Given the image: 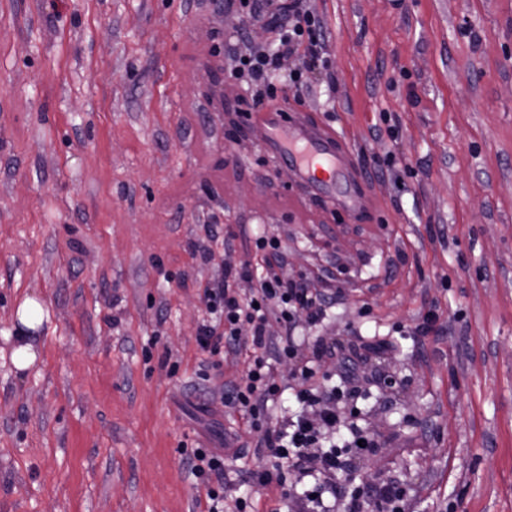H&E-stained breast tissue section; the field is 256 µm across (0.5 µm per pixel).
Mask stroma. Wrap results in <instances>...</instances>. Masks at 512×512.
Returning <instances> with one entry per match:
<instances>
[{
  "label": "stroma",
  "instance_id": "stroma-1",
  "mask_svg": "<svg viewBox=\"0 0 512 512\" xmlns=\"http://www.w3.org/2000/svg\"><path fill=\"white\" fill-rule=\"evenodd\" d=\"M326 62L299 100L232 75L274 39L226 0H0V512H204L185 452L221 442L224 510L277 498L258 436L225 407L248 350L196 336L225 265L334 289L305 342H391L366 364L355 470L406 512H512V0H311ZM224 45V102L209 95ZM331 130L373 202L296 180L252 96ZM41 298L39 360L15 369L16 305ZM431 330L420 332L426 314Z\"/></svg>",
  "mask_w": 512,
  "mask_h": 512
}]
</instances>
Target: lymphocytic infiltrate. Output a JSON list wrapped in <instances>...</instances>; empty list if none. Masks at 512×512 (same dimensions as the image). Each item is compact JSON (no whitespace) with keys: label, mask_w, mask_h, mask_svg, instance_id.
I'll return each mask as SVG.
<instances>
[{"label":"lymphocytic infiltrate","mask_w":512,"mask_h":512,"mask_svg":"<svg viewBox=\"0 0 512 512\" xmlns=\"http://www.w3.org/2000/svg\"><path fill=\"white\" fill-rule=\"evenodd\" d=\"M282 15L276 49H247L239 59V72L257 79L278 69L282 58L300 52L310 62L318 61L321 19L306 0H289ZM256 247L261 253L262 274L225 266L223 278L204 292L213 320L202 325L197 336L201 350L212 355L243 343L255 352L240 382L231 384L222 396L225 406L248 414L251 427L259 434V447L273 460L271 466L251 470V479L263 486L284 487L290 475H299L305 489L289 495V512H337L331 505L335 499L342 506L338 512H401L403 491L393 481L383 480L365 489L342 482L354 458L373 454L381 446L374 434L345 426L341 409L345 401L357 399L363 392V368L370 345L345 352L319 338L310 353H303L295 341L297 321L303 318L311 325L322 321L326 299L318 289L284 274L288 251L280 240L262 236ZM241 279L254 283L249 296H241L235 288ZM273 322L280 325L281 335H270L268 327ZM283 361L307 385L295 394L297 411L282 424L272 425L267 421L268 403L282 392L274 366ZM327 362L336 366L337 383L313 384L316 371ZM343 428L348 431L344 438L339 435ZM187 461L196 478L215 481L207 489L208 512H224L223 449L195 448Z\"/></svg>","instance_id":"obj_1"}]
</instances>
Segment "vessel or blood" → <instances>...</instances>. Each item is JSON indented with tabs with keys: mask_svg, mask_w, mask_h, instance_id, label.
<instances>
[{
	"mask_svg": "<svg viewBox=\"0 0 512 512\" xmlns=\"http://www.w3.org/2000/svg\"><path fill=\"white\" fill-rule=\"evenodd\" d=\"M267 131L269 149L288 155L297 178L332 199L337 208L355 213L370 202L355 181L352 159L336 148V137L301 118L285 121L277 111L257 114Z\"/></svg>",
	"mask_w": 512,
	"mask_h": 512,
	"instance_id": "obj_1",
	"label": "vessel or blood"
}]
</instances>
